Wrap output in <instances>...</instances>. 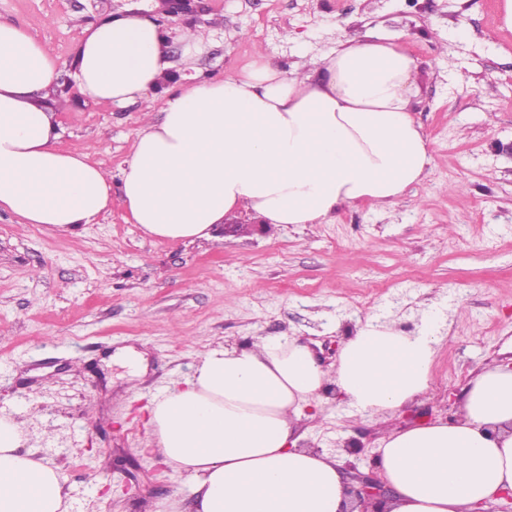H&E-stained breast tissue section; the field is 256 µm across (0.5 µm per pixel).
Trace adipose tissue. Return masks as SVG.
<instances>
[{
    "instance_id": "ef3b65f1",
    "label": "adipose tissue",
    "mask_w": 512,
    "mask_h": 512,
    "mask_svg": "<svg viewBox=\"0 0 512 512\" xmlns=\"http://www.w3.org/2000/svg\"><path fill=\"white\" fill-rule=\"evenodd\" d=\"M82 33L75 78L98 102L147 98L172 67L152 12ZM55 68L34 36L0 22V208L25 224L70 232L116 197L145 235L169 241L210 238L245 210L319 224L357 202L392 208L433 161L414 117L420 63L400 34L338 40L303 72L259 52L238 74H188L137 132L116 183L88 153L58 146L37 102ZM438 342L369 318L331 372L294 337L210 348L152 402L150 451L193 496L155 512H346L347 472L300 447L296 420L320 417L331 386L369 417L408 404L429 386ZM25 442L21 423L0 417V512H72L58 468ZM375 468L392 491L387 512H481L512 491V366L479 370L453 418L389 431Z\"/></svg>"
}]
</instances>
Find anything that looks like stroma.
I'll return each mask as SVG.
<instances>
[{
    "label": "stroma",
    "instance_id": "1",
    "mask_svg": "<svg viewBox=\"0 0 512 512\" xmlns=\"http://www.w3.org/2000/svg\"><path fill=\"white\" fill-rule=\"evenodd\" d=\"M167 0H0V21L56 61L45 102L59 145L119 175L164 91L122 106L73 87L84 25ZM503 0H197L176 26L201 40L202 75L248 68L263 50L283 69L316 61L337 38L401 33L419 58L415 118L433 163L389 212L359 203L322 224H262L171 242L144 237L120 204L71 233L0 209V415L28 421L58 466L73 512H147L190 488L143 441L154 397L222 343L293 336L332 368L357 323L374 317L440 343L430 386L387 423L337 399L301 425V446L350 455L369 472L386 429L457 412L473 374L512 360V33ZM173 26V27H176ZM173 27L164 26V33ZM145 353L135 374L115 362Z\"/></svg>",
    "mask_w": 512,
    "mask_h": 512
}]
</instances>
